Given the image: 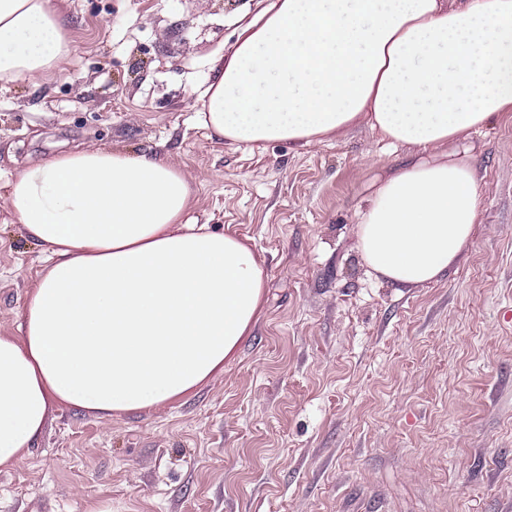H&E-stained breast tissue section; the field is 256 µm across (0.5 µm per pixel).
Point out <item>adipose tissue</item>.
<instances>
[{
    "instance_id": "ef3b65f1",
    "label": "adipose tissue",
    "mask_w": 512,
    "mask_h": 512,
    "mask_svg": "<svg viewBox=\"0 0 512 512\" xmlns=\"http://www.w3.org/2000/svg\"><path fill=\"white\" fill-rule=\"evenodd\" d=\"M62 0H0V89L53 77L70 53ZM219 142L305 148L366 125L412 160L357 215L376 277L438 281L480 213L466 139L512 113V0H266L194 101ZM168 155L79 145L11 172L0 197L49 265L0 335V468L54 404L109 415L164 406L224 372L266 272L189 215Z\"/></svg>"
}]
</instances>
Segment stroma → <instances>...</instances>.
<instances>
[{
	"instance_id": "obj_1",
	"label": "stroma",
	"mask_w": 512,
	"mask_h": 512,
	"mask_svg": "<svg viewBox=\"0 0 512 512\" xmlns=\"http://www.w3.org/2000/svg\"><path fill=\"white\" fill-rule=\"evenodd\" d=\"M259 0H65L72 51L0 89V184L76 143L167 153L190 215L263 257L224 373L135 413L55 410L0 471V512H512V117L471 136L481 211L439 282L368 272L356 218L408 162L367 127L298 149L217 143L196 89ZM0 206V334L46 265Z\"/></svg>"
}]
</instances>
